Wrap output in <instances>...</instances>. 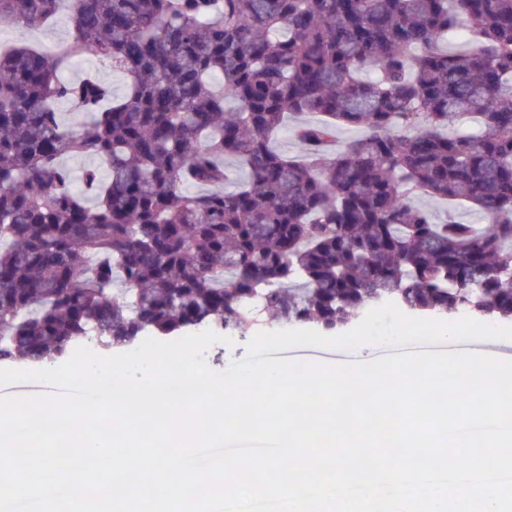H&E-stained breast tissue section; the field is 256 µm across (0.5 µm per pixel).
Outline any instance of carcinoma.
Returning <instances> with one entry per match:
<instances>
[{"label": "carcinoma", "instance_id": "cac0c4a2", "mask_svg": "<svg viewBox=\"0 0 512 512\" xmlns=\"http://www.w3.org/2000/svg\"><path fill=\"white\" fill-rule=\"evenodd\" d=\"M63 11L59 53L0 51V363L389 301L512 321V0H0V24ZM88 56L127 91L61 77Z\"/></svg>", "mask_w": 512, "mask_h": 512}]
</instances>
